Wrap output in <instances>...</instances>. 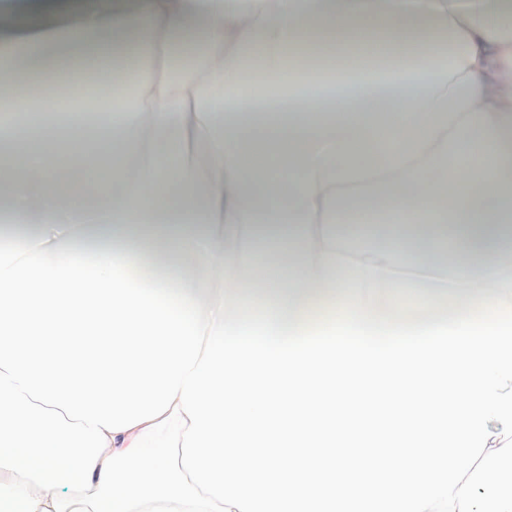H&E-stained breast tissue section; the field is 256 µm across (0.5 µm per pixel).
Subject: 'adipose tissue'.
<instances>
[{"mask_svg":"<svg viewBox=\"0 0 512 512\" xmlns=\"http://www.w3.org/2000/svg\"><path fill=\"white\" fill-rule=\"evenodd\" d=\"M68 5L80 20L58 30L13 22ZM105 23L140 54L135 95L65 126L48 115L74 105L67 78L8 95L0 222L14 240L192 255L194 270L162 281L211 316L247 305L273 253L284 265L263 295L287 327L327 305L330 282L372 317L400 283L424 294L425 319L434 298L512 302V0H12L0 60L31 80L49 51L94 59ZM313 32L342 35L339 69L305 74ZM203 128L206 165L171 161ZM97 148L109 174L72 169ZM85 176L89 197L68 188ZM229 266L223 290L207 288L201 269Z\"/></svg>","mask_w":512,"mask_h":512,"instance_id":"adipose-tissue-1","label":"adipose tissue"}]
</instances>
